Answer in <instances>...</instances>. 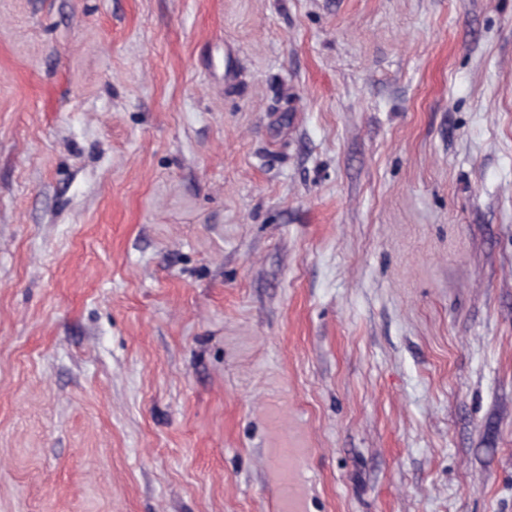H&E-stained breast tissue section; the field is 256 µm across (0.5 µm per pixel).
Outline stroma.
Returning <instances> with one entry per match:
<instances>
[{
  "label": "stroma",
  "mask_w": 512,
  "mask_h": 512,
  "mask_svg": "<svg viewBox=\"0 0 512 512\" xmlns=\"http://www.w3.org/2000/svg\"><path fill=\"white\" fill-rule=\"evenodd\" d=\"M0 512H512V0H0Z\"/></svg>",
  "instance_id": "stroma-1"
}]
</instances>
